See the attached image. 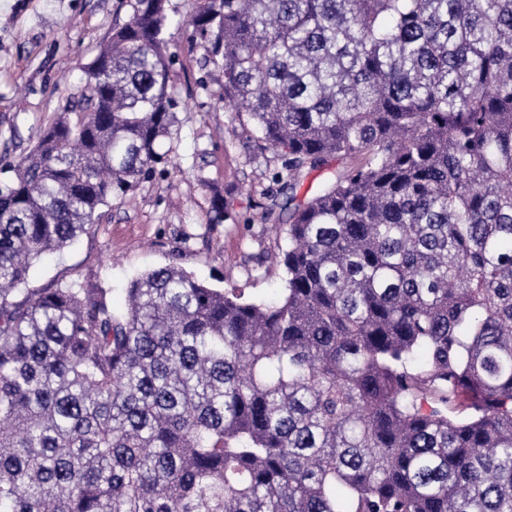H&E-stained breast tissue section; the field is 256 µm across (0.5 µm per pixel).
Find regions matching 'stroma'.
I'll return each instance as SVG.
<instances>
[{"mask_svg": "<svg viewBox=\"0 0 512 512\" xmlns=\"http://www.w3.org/2000/svg\"><path fill=\"white\" fill-rule=\"evenodd\" d=\"M196 6L169 0L177 123L162 162L133 192L102 207L74 245L33 262L30 288L91 278L109 288L121 313L133 278L174 261L212 287L278 298L284 273L270 255L288 243L287 216L265 212L262 201L282 159L222 109L224 88L186 24ZM128 19L124 0H0V183L14 180L39 132L73 103L85 66Z\"/></svg>", "mask_w": 512, "mask_h": 512, "instance_id": "obj_1", "label": "stroma"}]
</instances>
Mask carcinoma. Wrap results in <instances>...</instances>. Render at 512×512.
<instances>
[{
  "label": "carcinoma",
  "mask_w": 512,
  "mask_h": 512,
  "mask_svg": "<svg viewBox=\"0 0 512 512\" xmlns=\"http://www.w3.org/2000/svg\"><path fill=\"white\" fill-rule=\"evenodd\" d=\"M126 6L0 184V512H512V0H198L283 158L281 296L170 263L122 315L93 280L17 301L163 159L174 19Z\"/></svg>",
  "instance_id": "cac0c4a2"
}]
</instances>
